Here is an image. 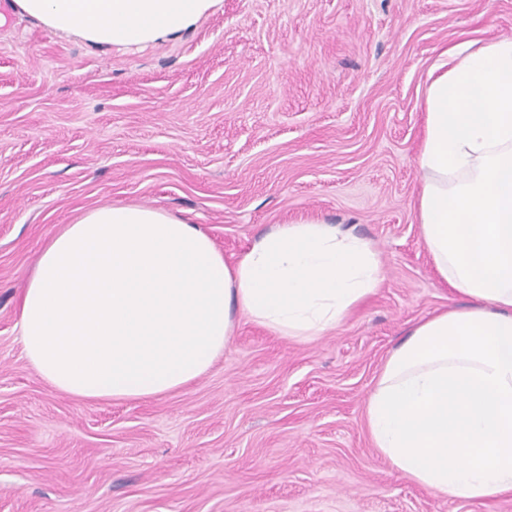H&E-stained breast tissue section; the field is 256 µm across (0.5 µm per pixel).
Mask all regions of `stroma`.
Here are the masks:
<instances>
[{
    "instance_id": "stroma-1",
    "label": "stroma",
    "mask_w": 512,
    "mask_h": 512,
    "mask_svg": "<svg viewBox=\"0 0 512 512\" xmlns=\"http://www.w3.org/2000/svg\"><path fill=\"white\" fill-rule=\"evenodd\" d=\"M512 37V0H221L177 41L90 50L0 25V512H512L444 500L372 447L366 402L418 319L462 297L412 208L429 74ZM189 217L234 259L315 219L379 252L378 293L307 342L241 321L213 367L142 401L53 390L19 340L45 240L87 209Z\"/></svg>"
}]
</instances>
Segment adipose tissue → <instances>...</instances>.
Instances as JSON below:
<instances>
[{"mask_svg":"<svg viewBox=\"0 0 512 512\" xmlns=\"http://www.w3.org/2000/svg\"><path fill=\"white\" fill-rule=\"evenodd\" d=\"M218 0H11L14 15L88 47L181 38ZM414 213L439 278L468 299L415 322L367 401L374 448L453 500L512 495V38L462 42L430 77ZM383 280L370 242L318 220L279 224L229 261L188 218L139 204L86 211L44 244L19 336L54 390L155 399L213 366L240 318L307 340Z\"/></svg>","mask_w":512,"mask_h":512,"instance_id":"obj_1","label":"adipose tissue"}]
</instances>
